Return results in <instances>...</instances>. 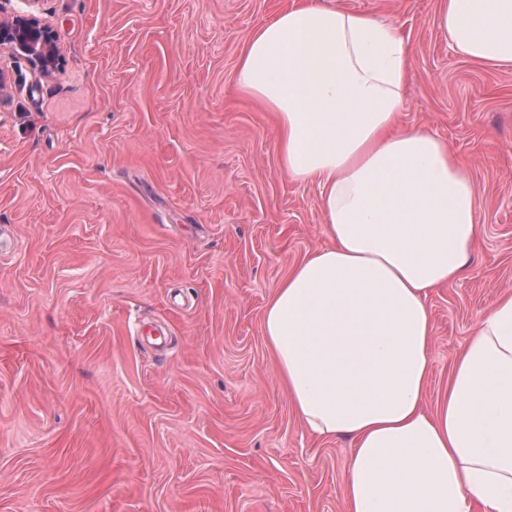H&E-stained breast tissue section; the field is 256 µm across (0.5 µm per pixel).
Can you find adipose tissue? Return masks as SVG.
<instances>
[{
	"label": "adipose tissue",
	"instance_id": "adipose-tissue-1",
	"mask_svg": "<svg viewBox=\"0 0 512 512\" xmlns=\"http://www.w3.org/2000/svg\"><path fill=\"white\" fill-rule=\"evenodd\" d=\"M438 24L457 54L512 68V0H441ZM407 56L393 27L323 0L244 43L235 90L273 113L330 240L277 288L263 335L302 427L352 442L344 512H512L511 291L424 402L427 298L478 249L480 200L446 140L402 123Z\"/></svg>",
	"mask_w": 512,
	"mask_h": 512
}]
</instances>
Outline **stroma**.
<instances>
[{
  "mask_svg": "<svg viewBox=\"0 0 512 512\" xmlns=\"http://www.w3.org/2000/svg\"><path fill=\"white\" fill-rule=\"evenodd\" d=\"M293 0H0L60 67L0 52V512H341L349 439L300 424L265 307L327 245L234 90ZM408 48L402 121L446 139L481 246L427 300L435 408L479 312L512 289V69L459 56L440 0H330Z\"/></svg>",
  "mask_w": 512,
  "mask_h": 512,
  "instance_id": "35a3bbf8",
  "label": "stroma"
}]
</instances>
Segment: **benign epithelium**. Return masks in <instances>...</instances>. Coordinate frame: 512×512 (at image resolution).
<instances>
[{"label":"benign epithelium","mask_w":512,"mask_h":512,"mask_svg":"<svg viewBox=\"0 0 512 512\" xmlns=\"http://www.w3.org/2000/svg\"><path fill=\"white\" fill-rule=\"evenodd\" d=\"M25 58L41 74H51L59 65L60 53L52 31L29 13L0 20V50Z\"/></svg>","instance_id":"7a95c632"}]
</instances>
